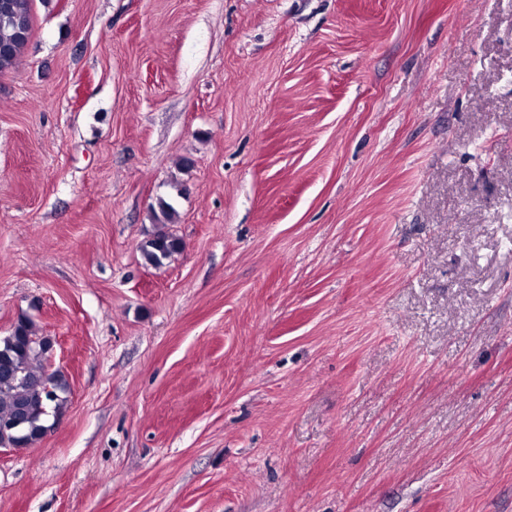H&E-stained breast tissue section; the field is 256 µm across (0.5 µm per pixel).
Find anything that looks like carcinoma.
Masks as SVG:
<instances>
[{"label":"carcinoma","instance_id":"obj_1","mask_svg":"<svg viewBox=\"0 0 512 512\" xmlns=\"http://www.w3.org/2000/svg\"><path fill=\"white\" fill-rule=\"evenodd\" d=\"M32 0H0V74L16 68L31 39ZM174 209L161 203L158 230L139 246L145 264L162 267L184 249L167 231ZM51 342L32 322L21 318L9 335L0 337V448H27L48 430L50 414L58 411L67 389L59 371L43 370Z\"/></svg>","mask_w":512,"mask_h":512}]
</instances>
